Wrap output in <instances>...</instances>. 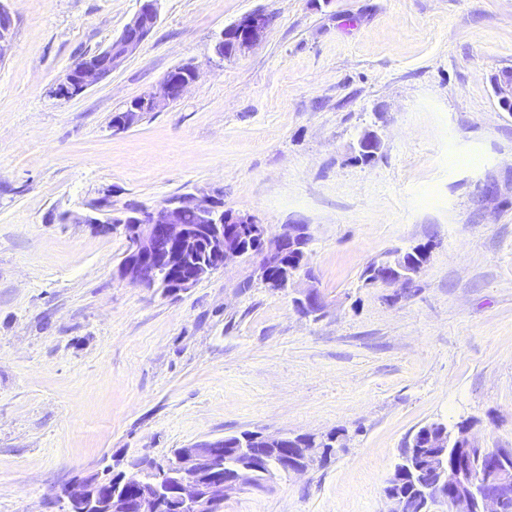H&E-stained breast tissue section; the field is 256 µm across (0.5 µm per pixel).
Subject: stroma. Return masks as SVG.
<instances>
[{"instance_id": "obj_1", "label": "stroma", "mask_w": 512, "mask_h": 512, "mask_svg": "<svg viewBox=\"0 0 512 512\" xmlns=\"http://www.w3.org/2000/svg\"><path fill=\"white\" fill-rule=\"evenodd\" d=\"M0 512H60L55 490L244 431L348 440L325 466L225 498L222 512H389L404 441L433 421L512 448V0H159L105 80L53 91L140 0H0ZM263 39L223 59L225 27ZM199 76L113 134L172 69ZM381 150L356 161L359 136ZM224 198L269 234L310 225L326 308L299 313L232 263L171 296L121 280V230L61 221L111 196ZM430 244L411 293L366 283ZM269 25L268 15L261 12L250 13L225 27L216 45L223 41L224 37L232 39L237 46V54H245L261 41ZM493 88L500 106L512 112V71L507 69L498 73Z\"/></svg>"}]
</instances>
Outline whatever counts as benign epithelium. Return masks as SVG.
<instances>
[{
  "mask_svg": "<svg viewBox=\"0 0 512 512\" xmlns=\"http://www.w3.org/2000/svg\"><path fill=\"white\" fill-rule=\"evenodd\" d=\"M157 2L142 0L120 36L105 50L78 60L57 85L55 95L61 99L75 97L110 76L151 34L158 18ZM269 25L268 15L254 12L225 27L221 37L233 40L237 54L242 55L261 41ZM13 28L12 16L0 7V61L12 48ZM197 77L196 67L189 64L168 73L149 92L133 100L127 111L117 114L112 122L113 133H124L137 122L139 106L156 111L180 99ZM493 88L500 106L512 112V71L498 73ZM380 148L378 134L365 131L357 142L356 159L371 161ZM189 208L200 213L202 224L181 223L182 212ZM67 218L102 232L121 229L127 249L118 266L120 277L143 288H160L166 295L186 292L195 286L196 275L178 277L171 270L186 256L194 255L201 234L207 236L205 249L194 264L201 277L230 262L242 261L251 265L252 275L273 291L294 288L303 277L312 279L306 263L293 267L284 261L291 251L306 253L312 240L310 225L288 224L282 233L270 236L255 216L226 210L222 198L200 191L170 196L157 206L132 202L119 209L112 206L111 196L106 195L89 205V213L69 214ZM405 256L401 249L388 253L385 271L375 283L397 285L402 295L410 292L414 278L405 269ZM293 302L306 316L319 318L324 313L325 303L313 285L297 291ZM463 438L465 449L483 458V469L476 472L464 463L448 467L443 451L447 444L436 440L434 447L439 452L431 470L437 480L425 493L431 502L430 512L437 508L446 512H500L503 497L512 492V474L496 466L500 453L479 446L470 430H465ZM222 447L224 439H207L147 467L133 463L129 470L114 478L108 492L115 497L126 484L135 483L138 512H164L173 504L180 512H220L225 496L267 487L264 470L255 463L246 462L231 475H224V469L216 464V449ZM319 462L318 453L304 450L302 458L292 463L285 460L281 468L287 474H303ZM101 491L102 487L90 478L75 479L60 487L55 497L64 512H111L112 500L102 497Z\"/></svg>",
  "mask_w": 512,
  "mask_h": 512,
  "instance_id": "1",
  "label": "benign epithelium"
}]
</instances>
